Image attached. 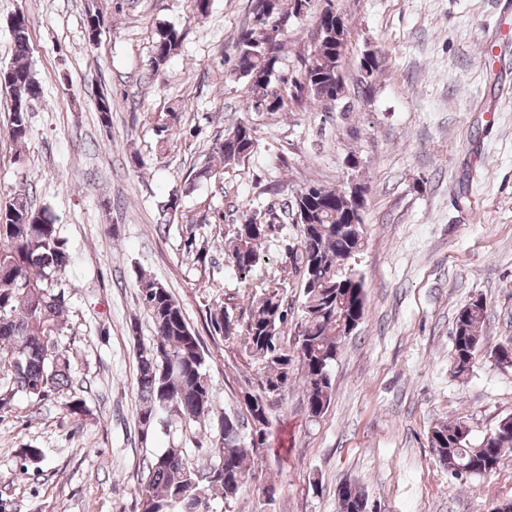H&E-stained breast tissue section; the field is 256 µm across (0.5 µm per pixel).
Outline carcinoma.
<instances>
[{
  "instance_id": "1",
  "label": "carcinoma",
  "mask_w": 512,
  "mask_h": 512,
  "mask_svg": "<svg viewBox=\"0 0 512 512\" xmlns=\"http://www.w3.org/2000/svg\"><path fill=\"white\" fill-rule=\"evenodd\" d=\"M267 0H255L251 26L238 37V52L231 75L246 80L244 110L284 112L291 103L309 100L317 105L337 102L344 95L342 59L347 48L348 27L332 0L311 13V0H273L269 10L301 23L313 17L314 43L301 58L300 73L287 80L279 75L284 30L258 22ZM30 20L22 16L10 26L16 62L10 66L4 87L12 94L8 135L15 144L30 134L27 103L41 92L28 62ZM183 34L173 25L157 28L151 65L160 69L179 51ZM383 56L366 52L359 61L358 89L371 92ZM257 140L246 120L237 122L214 151L228 166L249 158ZM305 215L300 224L297 259L303 283L301 315L283 295L282 285L290 276L281 269L278 278L253 277L260 262L262 240L259 229L244 234V226L277 223V212L262 214L245 209L239 222L224 232L227 263L240 282L251 289L250 313L246 321L234 316L224 303L209 305L211 334L239 341L243 355L261 364L253 388L246 389L247 413L238 415L218 406L207 367L208 354L200 337L189 326L180 304L169 288L141 275L140 299L151 319L155 340L138 349L136 420L148 435L158 425L172 430L195 425L202 439L195 451L206 463L191 465L188 449L172 445L154 454L141 475L143 512H217L212 503H230L251 477L248 461L268 447L272 434V408L288 390L295 370H301L306 412L318 420L327 410L333 392L331 369L348 340L349 322L363 318V283L341 260L352 259L364 245L362 217L350 205V195L321 185H307L296 192L287 206ZM71 257L58 225L47 210L32 205L20 188L0 206V365H9L14 390L45 397L68 385L71 378L69 350L62 344L67 333L63 313L69 295L62 281ZM488 306L477 297L456 314L450 356L456 377L469 375L485 342ZM302 327L296 344L288 347V325ZM20 358V365L13 363ZM471 429L464 421H448L431 429L430 447L450 475L460 468L466 477H484L496 471L502 456L512 449V416L501 420L474 445ZM339 512H367L368 495L352 483L338 489Z\"/></svg>"
}]
</instances>
